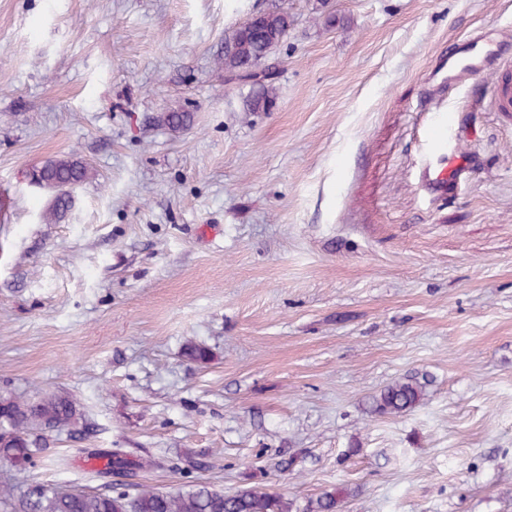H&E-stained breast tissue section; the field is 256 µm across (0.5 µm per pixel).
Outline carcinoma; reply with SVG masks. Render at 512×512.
<instances>
[{"label": "carcinoma", "instance_id": "carcinoma-1", "mask_svg": "<svg viewBox=\"0 0 512 512\" xmlns=\"http://www.w3.org/2000/svg\"><path fill=\"white\" fill-rule=\"evenodd\" d=\"M292 24L288 11L275 7L265 11L261 35H248L238 27L224 39L218 69L224 73L226 84L253 86L247 99L251 112L267 111L276 99L273 73L260 65L269 55L268 47L282 42ZM157 121L177 132L189 128L193 117L189 112L173 110L160 113ZM93 176L88 163L74 155L49 160L29 171L27 178L31 184L53 192L42 221L46 224L62 221L74 205L76 188ZM184 357L190 362L206 363L211 359V351L202 344L191 343L185 347ZM423 398V386L419 383L396 382L371 397L369 411L377 416H400L414 410ZM63 428L76 435L85 433L87 428L83 413L69 396L59 393L37 399L0 396V462L7 464L15 476L25 478L18 495L13 485H0V512H340L343 496L339 490L310 499L299 508L277 492L247 487L226 494L199 480H189L172 490L138 483L134 495L116 491L112 482L88 490L49 481H30L28 473L39 465L56 468L66 465V459L47 454L44 440V433ZM201 465L192 453L172 460L116 449L105 468L95 471V476L136 477L147 468H172L190 474ZM32 483L37 485L34 492L28 488Z\"/></svg>", "mask_w": 512, "mask_h": 512}]
</instances>
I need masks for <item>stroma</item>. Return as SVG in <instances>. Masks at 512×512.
<instances>
[{
    "instance_id": "1",
    "label": "stroma",
    "mask_w": 512,
    "mask_h": 512,
    "mask_svg": "<svg viewBox=\"0 0 512 512\" xmlns=\"http://www.w3.org/2000/svg\"><path fill=\"white\" fill-rule=\"evenodd\" d=\"M277 5L278 96L250 112L216 59ZM500 32L512 0H0V395L64 393L94 426L48 433L68 465L32 478L202 449L229 493L512 512V112L448 81L449 44ZM181 109L187 131L153 121ZM435 112L468 160L443 191ZM69 154L94 176L43 223L24 175ZM412 377L417 408L367 413ZM448 130L447 114L440 115L433 119L424 129V137L426 141L434 148V150L443 155L446 153V131Z\"/></svg>"
}]
</instances>
